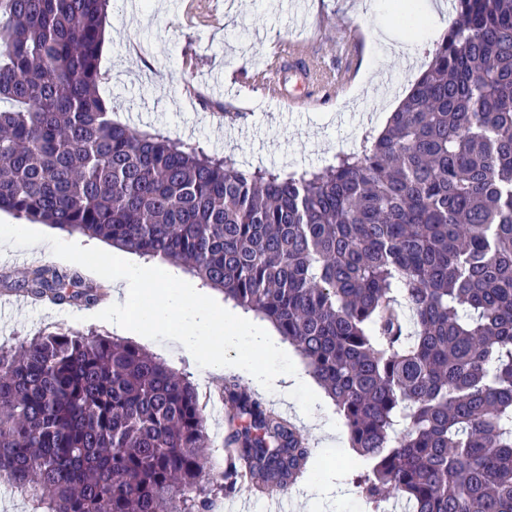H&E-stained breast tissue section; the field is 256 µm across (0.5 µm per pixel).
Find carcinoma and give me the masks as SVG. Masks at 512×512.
<instances>
[{
  "label": "carcinoma",
  "instance_id": "cac0c4a2",
  "mask_svg": "<svg viewBox=\"0 0 512 512\" xmlns=\"http://www.w3.org/2000/svg\"><path fill=\"white\" fill-rule=\"evenodd\" d=\"M110 0H0V213L183 265L270 322L334 401L380 507L512 512V0L456 17L384 129L318 171L112 119ZM55 305L105 285L54 265ZM226 447L260 494L312 476L306 436L224 379ZM196 386L138 345L57 327L0 348V480L32 512H211Z\"/></svg>",
  "mask_w": 512,
  "mask_h": 512
}]
</instances>
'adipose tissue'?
I'll return each instance as SVG.
<instances>
[{
	"label": "adipose tissue",
	"mask_w": 512,
	"mask_h": 512,
	"mask_svg": "<svg viewBox=\"0 0 512 512\" xmlns=\"http://www.w3.org/2000/svg\"><path fill=\"white\" fill-rule=\"evenodd\" d=\"M96 271L112 283L113 318L122 326H129L127 307L134 293H141L143 303L139 308L138 329L150 333L170 327L176 328L178 342L204 358L207 369L213 373L227 367L224 359L226 348L235 346L241 338L243 324L235 313L214 315L212 304L203 294L178 293L165 288L167 271L159 264L123 258L121 263L111 264L98 260ZM235 369L258 392L266 395L285 396L287 389L306 386L307 378L295 371L285 377L287 388H280L279 372L256 369L252 364L238 361Z\"/></svg>",
	"instance_id": "obj_1"
}]
</instances>
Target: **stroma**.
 I'll return each mask as SVG.
<instances>
[{
    "label": "stroma",
    "instance_id": "1",
    "mask_svg": "<svg viewBox=\"0 0 512 512\" xmlns=\"http://www.w3.org/2000/svg\"><path fill=\"white\" fill-rule=\"evenodd\" d=\"M206 0L221 16L219 27L204 29L187 21L176 0H115L106 20L100 57L101 96L113 117L139 129L156 130L212 154L234 157L241 168L320 169L337 154L359 148L366 132L379 128L380 105L398 99L417 72L427 68L436 41L431 23L417 27L399 21L400 0ZM284 39L300 40L332 67L351 69L348 84L323 90L307 112H287L254 85H213L211 74L250 70ZM411 51L413 64L401 54ZM52 264L70 270L63 252L34 255L18 246L0 260V282L16 280L31 266ZM0 285V345L10 346L45 329L104 328L88 308L43 306L16 300ZM141 348L164 357L173 369L189 373L199 391L220 386L174 336L158 332L136 337ZM315 460L326 481L353 486L364 460L353 448H317Z\"/></svg>",
    "mask_w": 512,
    "mask_h": 512
}]
</instances>
